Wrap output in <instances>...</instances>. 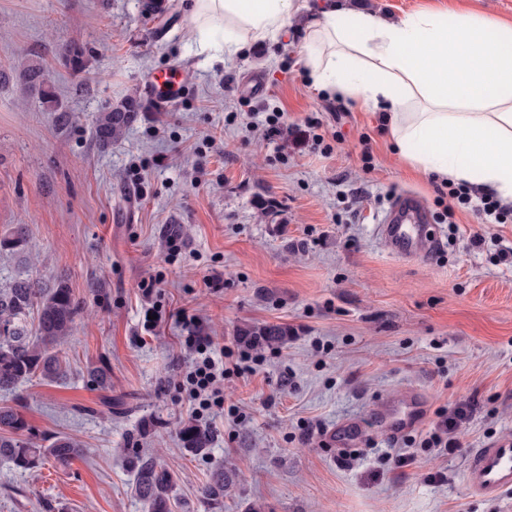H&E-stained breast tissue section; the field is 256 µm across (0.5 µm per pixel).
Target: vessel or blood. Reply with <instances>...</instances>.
Returning a JSON list of instances; mask_svg holds the SVG:
<instances>
[{"label":"vessel or blood","instance_id":"vessel-or-blood-1","mask_svg":"<svg viewBox=\"0 0 512 512\" xmlns=\"http://www.w3.org/2000/svg\"><path fill=\"white\" fill-rule=\"evenodd\" d=\"M177 67L150 75L147 99L152 109L165 110L182 96L184 87ZM377 234L388 249L402 257L413 258L431 253L437 237L429 223L427 210L414 195L398 197L377 227ZM423 399L419 390H409L403 402L384 401L377 416L388 435L400 434L421 417ZM470 490L489 498L512 491V437H503L479 448L471 449L464 470Z\"/></svg>","mask_w":512,"mask_h":512}]
</instances>
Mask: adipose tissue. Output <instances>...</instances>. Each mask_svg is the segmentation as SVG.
<instances>
[{"mask_svg": "<svg viewBox=\"0 0 512 512\" xmlns=\"http://www.w3.org/2000/svg\"><path fill=\"white\" fill-rule=\"evenodd\" d=\"M188 30L201 49L224 33L231 56L276 40L303 19L315 90L387 106L386 129L419 170L512 204V23L426 12L397 21L306 0H188Z\"/></svg>", "mask_w": 512, "mask_h": 512, "instance_id": "adipose-tissue-1", "label": "adipose tissue"}]
</instances>
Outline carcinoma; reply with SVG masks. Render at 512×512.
Wrapping results in <instances>:
<instances>
[{
    "mask_svg": "<svg viewBox=\"0 0 512 512\" xmlns=\"http://www.w3.org/2000/svg\"><path fill=\"white\" fill-rule=\"evenodd\" d=\"M23 79L40 96L46 110L58 111L52 88L46 85L40 64L33 63L23 72ZM143 106L140 97L128 95L97 119L95 137L107 147L123 138L140 119ZM26 244L24 225L15 224L0 232V250L17 249ZM81 304L69 286L60 282L44 288L38 281L19 280L0 288V391H12L35 380L51 382L67 369V358L59 349L72 335ZM288 329L278 324L245 327L240 335L248 344H273L287 335ZM25 415L12 406L0 407V460L19 471H33L48 461L60 465L82 457L85 448L80 441L59 435L48 445L26 436ZM186 451L198 455L211 445L212 435L195 425L179 431ZM136 495L148 505V512H173L174 478L156 458L144 454L132 457ZM235 486V474L227 469L213 471L202 489V496L215 512H224V497Z\"/></svg>",
    "mask_w": 512,
    "mask_h": 512,
    "instance_id": "1",
    "label": "carcinoma"
}]
</instances>
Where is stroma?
I'll use <instances>...</instances> for the list:
<instances>
[{
	"label": "stroma",
	"instance_id": "obj_1",
	"mask_svg": "<svg viewBox=\"0 0 512 512\" xmlns=\"http://www.w3.org/2000/svg\"><path fill=\"white\" fill-rule=\"evenodd\" d=\"M165 2L153 19L143 0H0V69L12 74L0 84V227L27 228L24 250L0 251V286L63 281L81 304L66 377L0 392V406L21 408L36 437L86 448L34 473L0 461V512H147L126 465L134 449L172 471L178 512H211L201 490L225 465L236 484L224 512H512V494L486 498L464 480L469 449L512 437V265L499 259L512 221L479 223L447 184L412 170L382 109L317 92L298 26L223 57L189 43L186 0ZM357 5L512 22V0ZM73 44L83 69L69 62ZM33 60L57 111L19 77ZM171 65L182 99L144 108L100 148L98 115ZM255 76L267 90L251 97ZM275 112L289 132L272 142ZM404 193L427 205L434 256L398 257L375 233ZM158 273L163 310L197 315L227 346L244 325L288 327L255 375L225 379L226 415L203 455L178 435L194 421L173 387L191 363L181 327L166 316L155 333L142 328L139 284ZM102 365L100 386L90 371ZM411 388L426 396L422 423L383 442L377 401ZM443 411L461 416L452 455L421 445ZM345 423L365 446L337 448L329 431Z\"/></svg>",
	"mask_w": 512,
	"mask_h": 512
}]
</instances>
